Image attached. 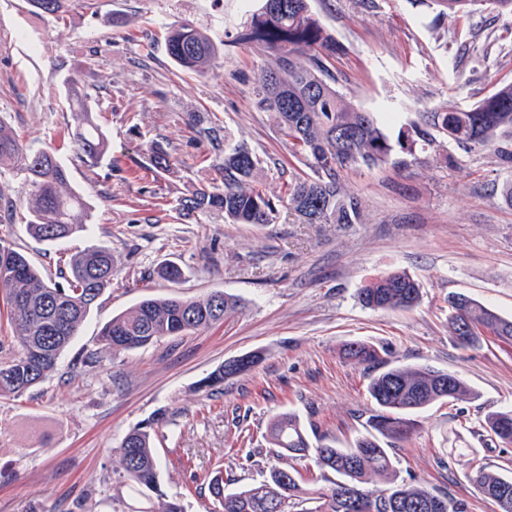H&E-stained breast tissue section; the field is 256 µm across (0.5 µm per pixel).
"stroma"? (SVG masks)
Here are the masks:
<instances>
[{"mask_svg": "<svg viewBox=\"0 0 512 512\" xmlns=\"http://www.w3.org/2000/svg\"><path fill=\"white\" fill-rule=\"evenodd\" d=\"M310 0L340 46L325 64L336 89L372 113L391 136L434 109L477 105L512 82V13L439 17L415 0ZM257 0H85L63 19L0 0V118L33 148L55 150L92 222L62 243L40 242L21 212L0 221V244L24 252L50 278L65 258L108 246L117 272L54 373L32 391L0 397V512H148L129 491L117 447L133 428L152 429L160 489L185 512H212L208 477L227 489L262 480L270 466L294 467L303 488L334 487L335 472L272 453L274 415L296 414L311 443L348 448L366 434L372 373L348 359L351 343L375 346L394 365H429L462 377L474 398L435 404L393 449L399 479L418 482L468 512H496L469 479L472 465L512 475V445L482 426L512 408V344L459 343L448 298L461 294L512 316V207L500 196L512 180L493 150L464 151L445 136L435 147L343 176L363 204L360 224H228L184 218L181 199L213 182L224 149L246 144L263 161L258 186L278 199L306 176L252 88L271 54L236 42ZM189 21L224 57L218 75L178 67L167 27ZM91 94L92 118L108 138L92 167L75 158L67 132L78 114L64 81ZM158 141L173 167L147 165ZM177 262L170 283L157 268ZM395 270L420 283L410 309L373 311L359 288ZM238 298L241 309L211 328L130 351L101 347L112 317L147 297ZM258 351L262 360L221 386L201 381L225 361ZM94 364H85L87 355Z\"/></svg>", "mask_w": 512, "mask_h": 512, "instance_id": "obj_1", "label": "stroma"}]
</instances>
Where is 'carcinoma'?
I'll use <instances>...</instances> for the list:
<instances>
[{"label":"carcinoma","instance_id":"obj_1","mask_svg":"<svg viewBox=\"0 0 512 512\" xmlns=\"http://www.w3.org/2000/svg\"><path fill=\"white\" fill-rule=\"evenodd\" d=\"M81 0H27L32 11L58 17ZM442 11L470 15L479 5L512 12V0H434ZM236 40L256 44L274 57L261 70L252 92V105L270 113L292 151L309 160L312 174L288 182L282 207L301 224H360L361 199L346 192L342 173L351 168L384 163L399 150L413 154L416 147L435 144L442 133L458 147L492 148L500 164L512 167V83L502 84L477 106L468 110H435L420 113V121L398 131L391 140L371 113L357 108L327 80L324 57L336 52V42L311 12L308 0H261ZM168 54L181 68L200 74H217L218 47L189 22H177L166 34ZM306 62H301V58ZM66 95L81 115V124L70 140L77 157L94 166L104 154L107 139L90 118L88 96L79 81L70 78ZM150 166L166 172L169 153L156 141L145 143ZM7 165L21 177L19 202L28 213L29 236L51 243L69 239L91 218L83 196L68 189L69 173L58 156L23 144L0 118V166ZM262 160L248 147L235 145L224 151L220 182L202 186L180 202L181 215L217 214L231 224H273L280 208L257 188ZM112 250L90 246L65 263L64 283L43 276L29 257L0 246V318L15 331L19 352L0 360V397L18 396L53 372L59 359L112 281ZM420 297L417 280L405 271L380 275L358 291L361 305L373 311L410 309ZM231 295L214 292L203 299L177 296L146 298L115 316L101 330L99 342L112 351H129L161 339L184 336L211 327L238 312ZM449 325L462 343L473 345L485 336L512 344V317L464 297L448 299ZM346 355L359 364L386 363L378 349L354 343ZM258 353L224 362L202 380L206 387L250 370ZM367 392L376 405L368 419L371 432L352 448L328 443L311 447L300 419L293 413L275 416L269 427L270 444L280 452L306 458L329 469L342 481L322 503L309 506L296 470L273 467L260 484L234 492L224 491V477L214 472L209 490L219 512H465V505L422 484L396 479L391 449L417 428L416 412L444 400H462L474 392L458 375L423 366H391L370 377ZM485 430L504 444H512V409L489 413ZM119 453L124 474L133 492H160L157 461L151 434L134 429L123 438ZM372 476L388 479L389 488L377 494L365 487ZM472 481L498 512H512V477L477 470Z\"/></svg>","mask_w":512,"mask_h":512}]
</instances>
